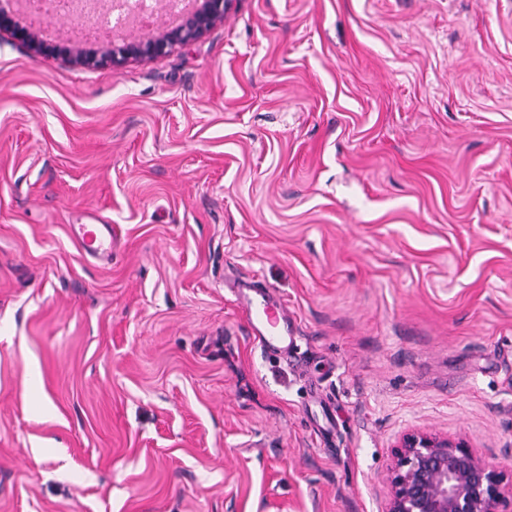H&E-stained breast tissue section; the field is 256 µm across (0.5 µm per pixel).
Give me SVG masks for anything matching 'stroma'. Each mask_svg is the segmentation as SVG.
<instances>
[{
  "mask_svg": "<svg viewBox=\"0 0 512 512\" xmlns=\"http://www.w3.org/2000/svg\"><path fill=\"white\" fill-rule=\"evenodd\" d=\"M411 430L512 484V0H233L117 68L0 35V512H383ZM71 234L80 249L93 257L107 258L111 253V233L108 224H74ZM248 322L255 337L268 348H288V324L283 308L267 294H258L247 300ZM281 321L283 325H281Z\"/></svg>",
  "mask_w": 512,
  "mask_h": 512,
  "instance_id": "35a3bbf8",
  "label": "stroma"
}]
</instances>
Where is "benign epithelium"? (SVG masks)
<instances>
[{
    "instance_id": "benign-epithelium-1",
    "label": "benign epithelium",
    "mask_w": 512,
    "mask_h": 512,
    "mask_svg": "<svg viewBox=\"0 0 512 512\" xmlns=\"http://www.w3.org/2000/svg\"><path fill=\"white\" fill-rule=\"evenodd\" d=\"M106 0H77L80 18L92 19L107 8ZM230 0H190L171 28L144 37L150 22L133 19V32L121 41L110 39L65 46L44 42L41 29L20 23L17 14L0 9V32L10 33L35 55L60 54L77 66L119 67L131 59L163 56L224 23ZM389 492L384 512H502L512 504V486L462 440L422 430L404 433L397 441L385 476Z\"/></svg>"
}]
</instances>
